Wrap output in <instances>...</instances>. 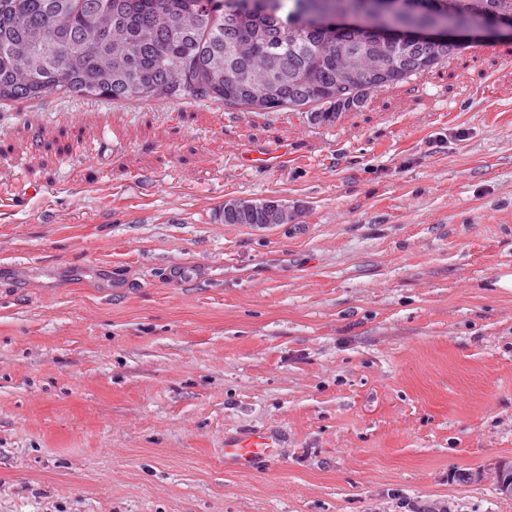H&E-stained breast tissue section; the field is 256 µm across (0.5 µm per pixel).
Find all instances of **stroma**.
Listing matches in <instances>:
<instances>
[{"label": "stroma", "instance_id": "1", "mask_svg": "<svg viewBox=\"0 0 512 512\" xmlns=\"http://www.w3.org/2000/svg\"><path fill=\"white\" fill-rule=\"evenodd\" d=\"M458 52L331 127L0 105V512H512V37ZM251 204V205H267L269 208L275 210L279 215V224H269L273 221V217L269 215L267 212L256 209L249 208L246 212L234 214L230 212H222L221 213V221L224 224H247L252 227H271L276 225H283L292 223L294 220V212L288 208V204L283 202L282 200L276 198H266V199H246V198H231L224 201V210L227 204ZM224 447V458L233 461L242 469L252 467L259 460L273 459L277 454V448H280L276 436L267 431L228 440Z\"/></svg>", "mask_w": 512, "mask_h": 512}]
</instances>
